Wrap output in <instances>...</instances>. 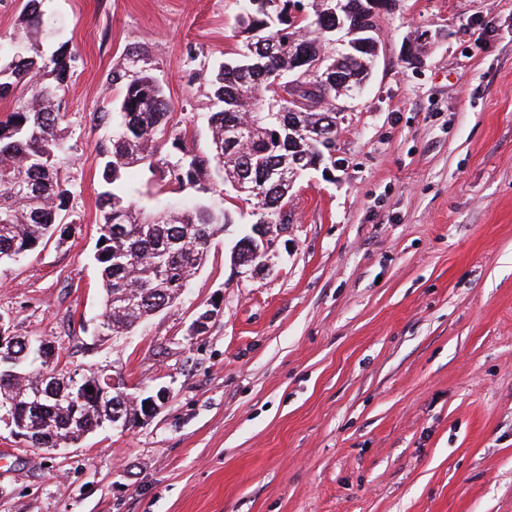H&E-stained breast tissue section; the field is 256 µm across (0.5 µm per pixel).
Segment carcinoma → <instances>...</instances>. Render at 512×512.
<instances>
[{"mask_svg": "<svg viewBox=\"0 0 512 512\" xmlns=\"http://www.w3.org/2000/svg\"><path fill=\"white\" fill-rule=\"evenodd\" d=\"M338 1L347 24L357 30L353 40L366 39L361 32L365 0H312V11L298 22L288 17L291 0H244L239 30L244 53L214 79L223 108L210 116L209 156L188 149L182 134L172 130L170 105L155 77L140 75L125 84L119 129L102 172L112 189L100 195L94 255L103 294L99 334H127L155 316L157 307H171L204 265L212 240L231 222L228 214L204 205L145 214L124 201L117 186L123 169L148 164L164 180L203 190V179L216 163L225 180L245 179L241 196L253 205L256 223L280 224L288 214L289 192L286 185L273 186L272 175L296 159L308 170L332 158L336 128L329 104L349 86L315 75L310 95L320 93L324 103L300 121L320 127L322 137L292 139L288 89L279 91L273 82L324 53L343 79L370 68L373 46L360 50L346 44L326 51L335 41ZM43 25L39 0H28L14 40H33ZM0 59L15 60L26 75L16 88L28 93L0 115V260H14L54 235L69 204L62 172L71 146L61 135L66 113L59 111L57 98L72 57L58 54L45 62L0 48ZM51 352L50 343L29 338L13 354L0 356V395L14 401V426L33 448H69L112 420L114 398L100 396L99 370L79 371L59 360L51 366Z\"/></svg>", "mask_w": 512, "mask_h": 512, "instance_id": "cac0c4a2", "label": "carcinoma"}]
</instances>
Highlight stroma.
<instances>
[{
  "mask_svg": "<svg viewBox=\"0 0 512 512\" xmlns=\"http://www.w3.org/2000/svg\"><path fill=\"white\" fill-rule=\"evenodd\" d=\"M72 148L63 237L0 262V315L61 360L166 389L147 424L47 454L0 429V512H512V0H398L336 134L299 177L266 271L250 203L127 169L139 208L228 213L173 307L102 336L93 255L122 79L149 74L209 152L241 0H41ZM222 312L193 336L212 304Z\"/></svg>",
  "mask_w": 512,
  "mask_h": 512,
  "instance_id": "35a3bbf8",
  "label": "stroma"
}]
</instances>
